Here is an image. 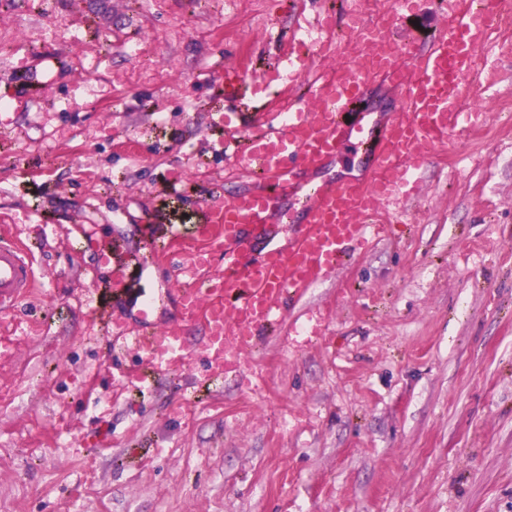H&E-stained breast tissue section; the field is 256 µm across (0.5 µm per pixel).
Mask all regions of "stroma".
<instances>
[{"label": "stroma", "instance_id": "1", "mask_svg": "<svg viewBox=\"0 0 512 512\" xmlns=\"http://www.w3.org/2000/svg\"><path fill=\"white\" fill-rule=\"evenodd\" d=\"M387 0H0V225L36 247L31 313L0 315V512H512V22L481 52L478 131L431 148L392 237L293 303L248 359L266 380L112 392L93 249L250 187L224 161L225 67L262 73L306 22L359 51ZM43 74L22 90L23 72ZM175 265L133 271V327L178 317ZM156 299L141 322L139 291ZM311 341L291 335L313 312Z\"/></svg>", "mask_w": 512, "mask_h": 512}]
</instances>
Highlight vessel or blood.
<instances>
[{
  "label": "vessel or blood",
  "instance_id": "vessel-or-blood-1",
  "mask_svg": "<svg viewBox=\"0 0 512 512\" xmlns=\"http://www.w3.org/2000/svg\"><path fill=\"white\" fill-rule=\"evenodd\" d=\"M419 4L392 0L384 22H355L362 49L348 59L344 46L334 44L333 56L345 62L333 77H309L298 58L274 64L267 81L311 86L310 98L289 101L286 112L254 111L243 100L245 72L225 71L224 97L240 104L224 119L226 139L250 135L257 123L267 126L233 157L240 172L261 169L262 180L207 204L191 234L162 220L145 225L144 262L154 261L156 242H165L164 260L176 261L198 285L179 292V322L144 334L114 318L113 348L143 354L158 377L182 372L196 359L205 380L242 375L249 340L283 321L293 302L337 273L346 255L383 239L389 224L406 215L428 147L447 141L449 132L481 125L482 113L463 105L480 91L473 77L489 28L512 17V0H486L480 11L472 0H442L447 20L422 48L397 30ZM378 84L388 87L389 108L369 97ZM350 147L360 175H332L333 162ZM214 248L224 259L220 274L211 271ZM98 256L111 270L106 288L123 294L127 263L119 247L99 243ZM35 283L32 257L12 227H0V313L16 312ZM198 318L205 334L193 341L184 326Z\"/></svg>",
  "mask_w": 512,
  "mask_h": 512
}]
</instances>
